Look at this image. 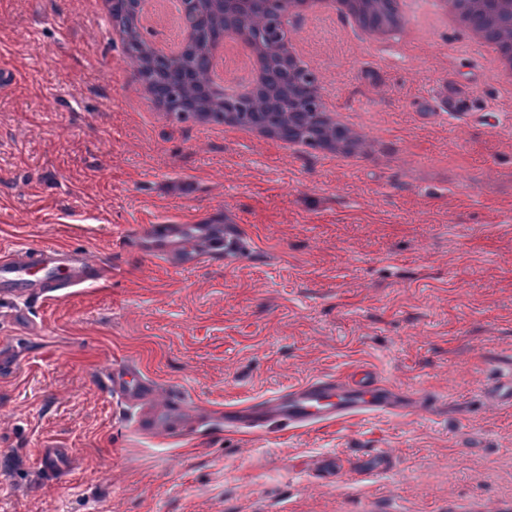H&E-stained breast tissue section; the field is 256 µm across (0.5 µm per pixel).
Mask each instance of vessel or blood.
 Returning <instances> with one entry per match:
<instances>
[{
	"mask_svg": "<svg viewBox=\"0 0 512 512\" xmlns=\"http://www.w3.org/2000/svg\"><path fill=\"white\" fill-rule=\"evenodd\" d=\"M149 252L174 256L180 267H195L224 256L236 259L238 248L233 225L204 221L200 224H153L143 236ZM100 264L82 249L46 244L22 247L0 254V304L29 299H51L98 282ZM105 388L133 413V429L149 439L187 438L202 422L177 392L159 396L156 382L131 359L114 366ZM487 395L512 408V365L497 367L487 385ZM426 390L408 393L384 384L369 367L361 365L345 376L315 378L246 405L225 407L215 420L228 432L253 433L278 424L291 430L324 427L354 419L411 409L431 410ZM70 456L63 444L47 445L41 456L46 472L65 471Z\"/></svg>",
	"mask_w": 512,
	"mask_h": 512,
	"instance_id": "b4317fda",
	"label": "vessel or blood"
}]
</instances>
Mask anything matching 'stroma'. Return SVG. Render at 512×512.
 Instances as JSON below:
<instances>
[{
	"label": "stroma",
	"mask_w": 512,
	"mask_h": 512,
	"mask_svg": "<svg viewBox=\"0 0 512 512\" xmlns=\"http://www.w3.org/2000/svg\"><path fill=\"white\" fill-rule=\"evenodd\" d=\"M297 32L339 108L456 179L145 122L86 0H0V64L16 76L0 94V250L54 243L113 266L0 307L14 362L0 373V512H361L369 495L440 512L512 489V408L483 397L512 360V190L492 187L512 167V91L437 37L407 52L329 19ZM443 80L468 89V114L439 116ZM227 210L244 246L232 265L179 272L127 245L138 226ZM130 358L205 412L359 364L436 410L151 442L104 387ZM52 441L72 450L61 478L39 463Z\"/></svg>",
	"instance_id": "35a3bbf8"
}]
</instances>
